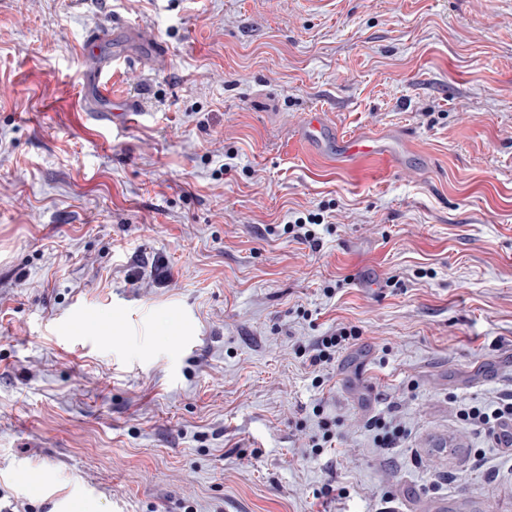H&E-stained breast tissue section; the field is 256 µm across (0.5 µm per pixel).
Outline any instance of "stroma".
<instances>
[{
    "mask_svg": "<svg viewBox=\"0 0 512 512\" xmlns=\"http://www.w3.org/2000/svg\"><path fill=\"white\" fill-rule=\"evenodd\" d=\"M112 25L162 45L126 133L78 98ZM511 396L512 0H0V512H512L459 417ZM296 140L317 151H327L335 156L340 166L364 158H380L397 162L398 148L386 144L382 138L362 139L342 136L329 125L320 112H313L297 133ZM319 213H308L306 217H298L293 224L288 225V232L292 237L301 243H307L310 247L316 249L319 246L318 240L315 239V232L311 226L321 224ZM356 338L355 331L347 327L336 328L333 332L327 336H322L318 342L316 354L311 356L310 361L312 365L321 363H328L334 359L336 352L342 349L350 340ZM372 429L378 431L375 442L379 448H395L404 436V430L399 425L387 422L384 418L373 417L370 422Z\"/></svg>",
    "mask_w": 512,
    "mask_h": 512,
    "instance_id": "1",
    "label": "stroma"
}]
</instances>
